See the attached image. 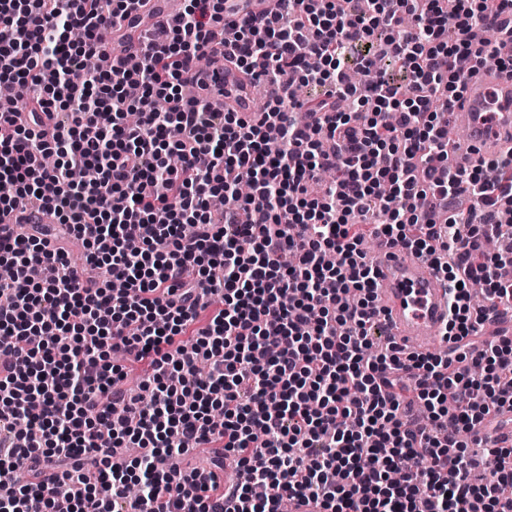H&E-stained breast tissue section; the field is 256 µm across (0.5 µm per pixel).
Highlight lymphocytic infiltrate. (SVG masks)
<instances>
[{
    "label": "lymphocytic infiltrate",
    "instance_id": "lymphocytic-infiltrate-1",
    "mask_svg": "<svg viewBox=\"0 0 512 512\" xmlns=\"http://www.w3.org/2000/svg\"><path fill=\"white\" fill-rule=\"evenodd\" d=\"M150 0H0V216L52 215L85 247V279L40 229L0 233V512H512V448L480 472L463 434L512 409V337H475L512 247V147L450 164L445 110L512 54V0H275L236 17L189 0L137 63L100 34ZM274 93L251 118L202 104L190 74L215 50ZM367 79L351 83L352 69ZM320 88L300 100L297 86ZM137 111L136 123L124 119ZM59 115L51 137L40 115ZM93 168L94 182L71 173ZM225 201L214 223L207 201ZM383 214L368 226L367 214ZM429 260L448 289V355L396 344L367 357L378 281L362 245ZM481 282L489 306L472 303ZM220 299L209 322L201 310ZM148 361L137 394L123 363ZM209 448L206 466L169 461ZM412 459L413 483L392 481ZM232 470L224 483L219 473Z\"/></svg>",
    "mask_w": 512,
    "mask_h": 512
}]
</instances>
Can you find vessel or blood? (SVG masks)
Instances as JSON below:
<instances>
[{
  "mask_svg": "<svg viewBox=\"0 0 512 512\" xmlns=\"http://www.w3.org/2000/svg\"><path fill=\"white\" fill-rule=\"evenodd\" d=\"M251 79L232 64L209 68L199 96L213 109L230 108L241 116L253 111ZM469 104L454 109V123L467 129L470 146L487 151L512 134V77L492 74L472 79ZM377 306L388 335L398 345L428 352L448 320V291L434 267L413 252L379 242Z\"/></svg>",
  "mask_w": 512,
  "mask_h": 512,
  "instance_id": "obj_1",
  "label": "vessel or blood"
}]
</instances>
